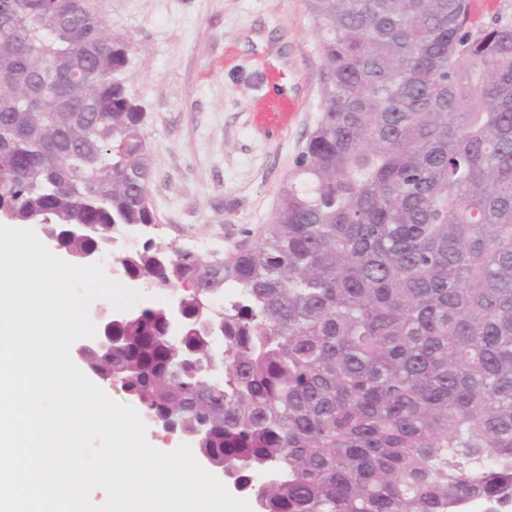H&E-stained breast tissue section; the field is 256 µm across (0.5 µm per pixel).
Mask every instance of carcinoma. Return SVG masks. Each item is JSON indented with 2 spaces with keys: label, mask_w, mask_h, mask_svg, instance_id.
Instances as JSON below:
<instances>
[{
  "label": "carcinoma",
  "mask_w": 512,
  "mask_h": 512,
  "mask_svg": "<svg viewBox=\"0 0 512 512\" xmlns=\"http://www.w3.org/2000/svg\"><path fill=\"white\" fill-rule=\"evenodd\" d=\"M327 79L281 206L219 260L156 223L104 0H0V207L179 289L84 367L260 512H459L512 494V16L306 0Z\"/></svg>",
  "instance_id": "cac0c4a2"
}]
</instances>
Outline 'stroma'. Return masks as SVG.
I'll use <instances>...</instances> for the list:
<instances>
[{
    "instance_id": "35a3bbf8",
    "label": "stroma",
    "mask_w": 512,
    "mask_h": 512,
    "mask_svg": "<svg viewBox=\"0 0 512 512\" xmlns=\"http://www.w3.org/2000/svg\"><path fill=\"white\" fill-rule=\"evenodd\" d=\"M129 41L128 91L152 148L150 237L222 256L272 223L321 116L326 69L305 0H105ZM297 106L265 130L258 103Z\"/></svg>"
}]
</instances>
